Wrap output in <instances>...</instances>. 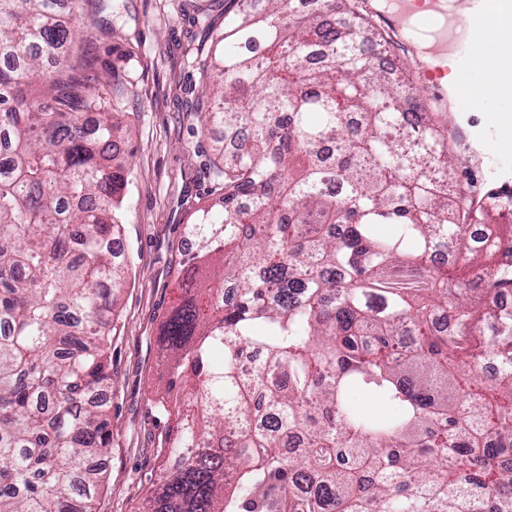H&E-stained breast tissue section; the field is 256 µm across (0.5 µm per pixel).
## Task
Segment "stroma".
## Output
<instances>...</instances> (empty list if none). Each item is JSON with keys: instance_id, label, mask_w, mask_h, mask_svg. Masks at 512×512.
<instances>
[{"instance_id": "obj_1", "label": "stroma", "mask_w": 512, "mask_h": 512, "mask_svg": "<svg viewBox=\"0 0 512 512\" xmlns=\"http://www.w3.org/2000/svg\"><path fill=\"white\" fill-rule=\"evenodd\" d=\"M209 24H193L197 10ZM103 26L96 71L115 72L113 139L129 158L124 232L126 283L112 316V385L106 391L112 444L103 460L97 512H146L163 459L157 454L167 424L155 408L166 368L158 331L180 299L179 251L191 206L211 204L210 142L197 111L204 84L195 66L224 25L222 0H112L97 16ZM420 85L409 46L391 39L383 48ZM420 101L450 124L485 126L486 115L422 89ZM457 182L481 190L492 162L469 143L453 141Z\"/></svg>"}]
</instances>
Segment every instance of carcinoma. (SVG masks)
Here are the masks:
<instances>
[{"label": "carcinoma", "mask_w": 512, "mask_h": 512, "mask_svg": "<svg viewBox=\"0 0 512 512\" xmlns=\"http://www.w3.org/2000/svg\"><path fill=\"white\" fill-rule=\"evenodd\" d=\"M88 2L0 0V512H96L112 443L93 395L112 385L128 173ZM312 2L224 0L200 63L216 200L186 225L189 288L159 329L150 512H512V194L448 189L445 128L365 54L386 39L359 0ZM447 248L485 278L448 284ZM354 385L396 412L350 405Z\"/></svg>", "instance_id": "carcinoma-1"}]
</instances>
